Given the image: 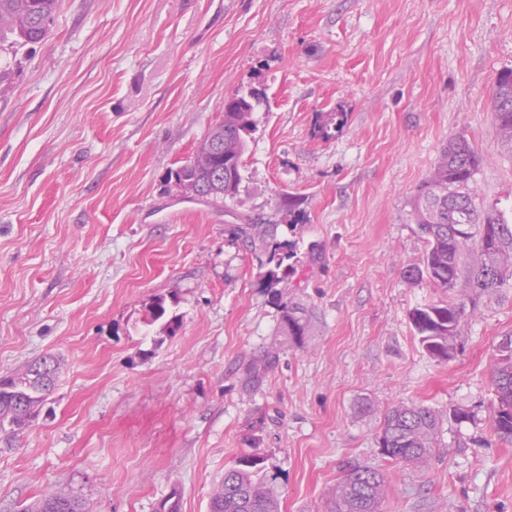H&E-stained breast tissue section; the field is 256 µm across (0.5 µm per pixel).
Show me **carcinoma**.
<instances>
[{
	"label": "carcinoma",
	"instance_id": "1",
	"mask_svg": "<svg viewBox=\"0 0 512 512\" xmlns=\"http://www.w3.org/2000/svg\"><path fill=\"white\" fill-rule=\"evenodd\" d=\"M57 0H0V42L24 44L42 41ZM495 124L501 140L512 146V69L501 71L493 85ZM261 93L236 92L224 103V115L198 144L193 156L170 172L168 180L186 183L215 205L233 200L242 181L243 156L255 128V112ZM344 126V113L331 114L318 126L323 138ZM480 158L463 135L448 140L437 165L417 189L413 204L415 224L426 241L423 265H411L405 273L412 281L427 279L453 293L445 304H426L410 313L411 325L426 353L439 361L455 349V336L466 307L474 296L493 293L512 279V221L495 205L478 202L474 187ZM494 229L493 242L486 239ZM287 243H277L269 262L274 267L263 275L265 287L274 288L292 266ZM164 301L149 308V322L166 319L175 331L177 319L166 318ZM288 335L303 341L305 327L288 311L283 315ZM504 351L495 370L493 386L497 405L491 409V427L499 439L512 442V336L500 343ZM59 364L43 356L27 364L23 372L0 378V433L14 438L37 419L57 382ZM439 418L430 408L398 404L384 416L379 435L382 454L394 462L425 466L430 461ZM264 458L243 454L224 470V478L211 496L210 512H279L276 491L263 475ZM387 494L385 474L376 466L351 465L336 487L334 512H380ZM25 512H83V504L70 490H48Z\"/></svg>",
	"mask_w": 512,
	"mask_h": 512
}]
</instances>
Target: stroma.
<instances>
[{
	"label": "stroma",
	"mask_w": 512,
	"mask_h": 512,
	"mask_svg": "<svg viewBox=\"0 0 512 512\" xmlns=\"http://www.w3.org/2000/svg\"><path fill=\"white\" fill-rule=\"evenodd\" d=\"M0 58V376L59 361L38 421L0 442V512L55 486L86 512H208L245 452L280 512H331L351 462L384 471L382 512H512V444L490 425L512 285L441 363L410 314L448 294L405 277L426 251L414 196L452 137L482 158L479 200L512 206L492 103L512 0H58L47 38ZM251 89L234 202L166 194ZM331 112L347 122L324 139ZM279 242L294 271L272 293ZM158 298L175 333L148 321ZM401 402L440 416L428 466L380 451ZM293 258V252L291 248H289L288 243H276L274 246V251L269 259L268 264L274 262V268L268 269L263 275V281L265 283V288H276V286L281 282L283 276H280L279 271H281L282 275H288V270L293 269V266L286 264L284 266V262Z\"/></svg>",
	"instance_id": "stroma-1"
}]
</instances>
